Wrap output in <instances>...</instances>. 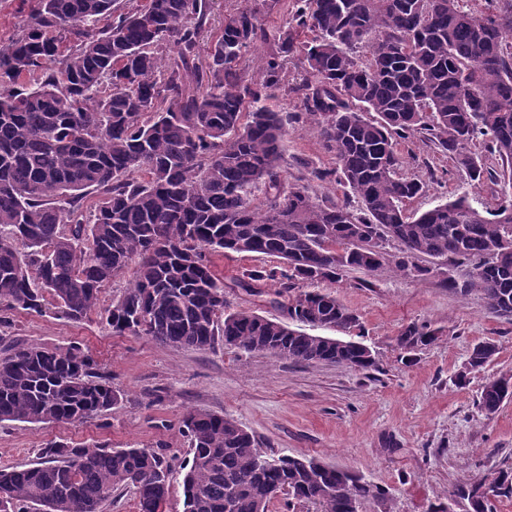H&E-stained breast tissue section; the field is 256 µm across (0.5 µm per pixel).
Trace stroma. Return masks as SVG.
<instances>
[{
  "label": "stroma",
  "instance_id": "1",
  "mask_svg": "<svg viewBox=\"0 0 512 512\" xmlns=\"http://www.w3.org/2000/svg\"><path fill=\"white\" fill-rule=\"evenodd\" d=\"M267 105L287 122L285 185L304 188L317 200H343L335 181L311 176L312 170L334 168L335 161L314 133L293 123L303 109L300 98L280 91ZM399 151L404 173L428 185L410 210H427L462 191L479 211L497 207L492 184L469 189L465 172L427 146L423 135L402 140ZM213 262L224 277L229 310L286 321L284 306L293 289L274 281L258 294L237 286L248 270L286 272L281 260L227 253ZM334 293L358 324L347 332L322 327L319 335L367 345L378 369L301 364L220 344L207 351L175 349L145 336L113 335L96 316L74 324L50 313L13 312L9 325L0 327L1 338L49 348L78 344L125 398L82 423H1L0 467L33 464L38 448L59 440L110 448L161 445L182 458L188 442L178 422L189 409L232 417L258 435L267 452L313 457L388 487L391 512H428L447 502L456 485L489 480L512 467V400L493 414L478 403L489 378L512 375V317L490 314L479 293L463 296L439 279L407 276L389 266L348 272ZM412 323L438 335L406 361L395 338ZM487 339L495 341L497 354L470 368L472 347Z\"/></svg>",
  "mask_w": 512,
  "mask_h": 512
}]
</instances>
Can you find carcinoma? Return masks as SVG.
Listing matches in <instances>:
<instances>
[{
	"mask_svg": "<svg viewBox=\"0 0 512 512\" xmlns=\"http://www.w3.org/2000/svg\"><path fill=\"white\" fill-rule=\"evenodd\" d=\"M30 20L0 47V304L81 323L93 313L115 336H147L206 351L220 341L247 354L296 363L378 368L363 344L335 347L252 311L227 310L215 253L259 254L288 265L284 288L334 283L387 263L417 277L434 263H469L460 293L480 292L491 314L512 317V0H294L278 50L247 82L241 65L267 33L250 4L224 16L201 55L213 0H33ZM305 78L306 123L335 159L331 171L357 200H313L281 178L280 113L266 105L288 57ZM419 133L476 187L501 185L485 216L463 193L424 212L408 204L426 185L402 172L400 140ZM487 140L499 168L475 151ZM261 191L256 205L252 196ZM401 244L396 254L390 241ZM433 259L429 265L418 260ZM132 279L112 302L113 278ZM251 270L241 286L272 280ZM288 319L347 331L357 316L330 293L301 291ZM438 331L412 323L405 353ZM497 353L475 345L471 368ZM125 398L80 346L10 343L0 349V422L75 423ZM506 398L488 382V414ZM184 512H269L280 495L317 512H389V489L315 459L273 456L236 421L189 410ZM36 463L0 468V512H103L133 490L138 512H165L174 472L157 448L52 441ZM512 495V469L493 481ZM485 481L456 486L451 501L492 512Z\"/></svg>",
	"mask_w": 512,
	"mask_h": 512,
	"instance_id": "cac0c4a2",
	"label": "carcinoma"
}]
</instances>
